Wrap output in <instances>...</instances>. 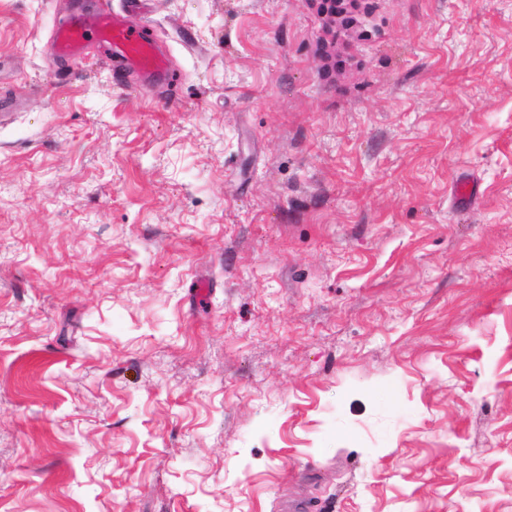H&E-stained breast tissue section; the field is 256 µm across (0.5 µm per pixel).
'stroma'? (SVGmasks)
<instances>
[{"mask_svg": "<svg viewBox=\"0 0 512 512\" xmlns=\"http://www.w3.org/2000/svg\"><path fill=\"white\" fill-rule=\"evenodd\" d=\"M0 0V512H512V0H149L116 81ZM471 186L468 205L456 197ZM360 0H322L320 12L329 25L336 27V37L353 38L358 31Z\"/></svg>", "mask_w": 512, "mask_h": 512, "instance_id": "obj_1", "label": "stroma"}]
</instances>
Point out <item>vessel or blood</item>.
Returning <instances> with one entry per match:
<instances>
[{
    "mask_svg": "<svg viewBox=\"0 0 512 512\" xmlns=\"http://www.w3.org/2000/svg\"><path fill=\"white\" fill-rule=\"evenodd\" d=\"M140 0H128L126 14L115 13L105 4L94 13L73 17L55 31L60 51L78 56L88 40H96L103 57L118 69H131L149 83L174 84L176 75L166 62L155 37L143 26L131 22L130 14L139 9Z\"/></svg>",
    "mask_w": 512,
    "mask_h": 512,
    "instance_id": "b4317fda",
    "label": "vessel or blood"
}]
</instances>
